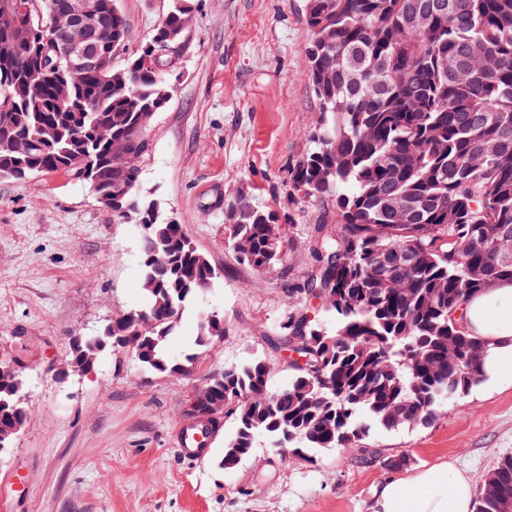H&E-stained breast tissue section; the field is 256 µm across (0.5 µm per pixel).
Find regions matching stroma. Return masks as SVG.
Instances as JSON below:
<instances>
[{
  "label": "stroma",
  "instance_id": "obj_1",
  "mask_svg": "<svg viewBox=\"0 0 512 512\" xmlns=\"http://www.w3.org/2000/svg\"><path fill=\"white\" fill-rule=\"evenodd\" d=\"M193 20L175 54L170 100L148 129L140 190L186 225L218 275L185 315L171 351H194L198 309L224 318V337L193 374L140 369L106 351L84 374L67 373L73 339L101 332L142 303V228L114 223L89 185L65 173L0 176V365L25 380L28 419L0 452V512H367L387 462L417 469L456 460L476 485L512 455V386L474 388L442 403L429 423L382 430L369 446L332 448L314 460L259 442L221 468L224 436L184 458L175 433L205 374L255 357L272 387L292 372L266 338L288 314V290L307 275L309 243L329 204L291 203L288 165L320 114L304 50V0H189ZM128 24L123 66L148 42L171 0H116ZM290 217V247L264 275L239 262L224 236L225 206L240 189Z\"/></svg>",
  "mask_w": 512,
  "mask_h": 512
}]
</instances>
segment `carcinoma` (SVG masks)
Segmentation results:
<instances>
[{"label": "carcinoma", "instance_id": "1", "mask_svg": "<svg viewBox=\"0 0 512 512\" xmlns=\"http://www.w3.org/2000/svg\"><path fill=\"white\" fill-rule=\"evenodd\" d=\"M104 20L124 45L127 22ZM185 0L153 40L179 25ZM305 52L320 112L308 148L288 168V198L329 200L333 223L317 225L308 276L288 289V316L273 336L298 343L304 365L273 388V365L253 359L208 374L199 401L224 402L236 421L224 450L246 457L256 442L281 452L356 447L376 429L431 421L440 405L483 379L482 341L468 333L464 300L492 283L512 282V0H305ZM32 37L0 56V140L28 145L16 157L0 148V169L17 178L63 171L110 201L113 221L143 228L141 309L118 315L100 336L72 343L79 367L102 346L131 337L138 366L189 374L198 354H169L166 343L185 312L216 278L186 225L166 221L140 195L135 128L167 103L171 73L144 46L120 68L94 76L74 102L57 107L48 90L21 85L19 64L45 62L53 32L31 14ZM224 234L236 257L259 275L282 261L286 225L241 190L226 204ZM387 250L409 265L380 262ZM314 296L333 320L317 327L304 312ZM224 337V318H198L200 349ZM26 405L0 383V428L24 426ZM512 501V456L486 479L475 512Z\"/></svg>", "mask_w": 512, "mask_h": 512}]
</instances>
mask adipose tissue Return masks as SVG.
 Wrapping results in <instances>:
<instances>
[{"mask_svg":"<svg viewBox=\"0 0 512 512\" xmlns=\"http://www.w3.org/2000/svg\"><path fill=\"white\" fill-rule=\"evenodd\" d=\"M468 330L485 344L489 387L512 380V282H501L462 305ZM474 490L456 461L444 459L381 482L368 512H474Z\"/></svg>","mask_w":512,"mask_h":512,"instance_id":"adipose-tissue-1","label":"adipose tissue"}]
</instances>
